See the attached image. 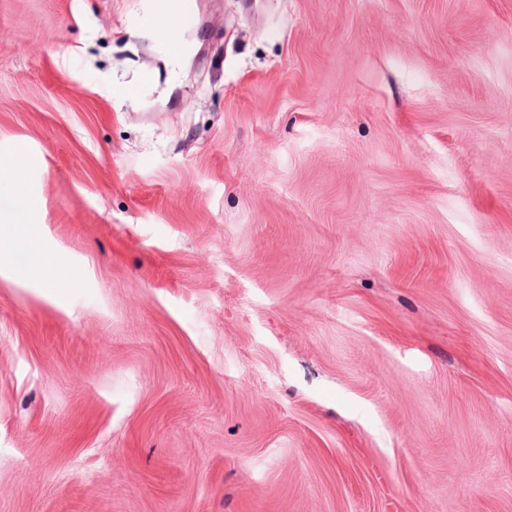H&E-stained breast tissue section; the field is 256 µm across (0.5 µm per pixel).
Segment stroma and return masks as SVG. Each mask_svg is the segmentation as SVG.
Segmentation results:
<instances>
[{"mask_svg":"<svg viewBox=\"0 0 512 512\" xmlns=\"http://www.w3.org/2000/svg\"><path fill=\"white\" fill-rule=\"evenodd\" d=\"M0 0V512H512V0ZM191 5L190 0H161L158 20L163 33L176 30ZM7 181L12 187L10 207L12 211V236L15 252H31L36 239L33 226L38 224L39 201L27 189L24 167L15 162L0 166V182ZM38 270L40 276L42 273L41 279L46 287L63 282L76 275L74 269L65 266L54 253L48 250H43L38 256Z\"/></svg>","mask_w":512,"mask_h":512,"instance_id":"obj_1","label":"stroma"}]
</instances>
